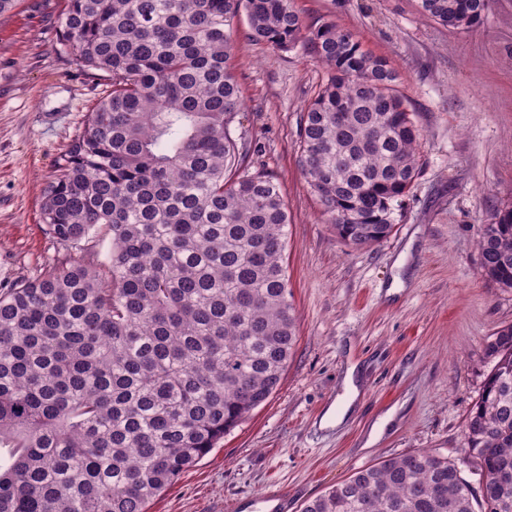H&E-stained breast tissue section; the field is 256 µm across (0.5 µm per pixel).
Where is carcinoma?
Wrapping results in <instances>:
<instances>
[{
	"label": "carcinoma",
	"instance_id": "carcinoma-1",
	"mask_svg": "<svg viewBox=\"0 0 512 512\" xmlns=\"http://www.w3.org/2000/svg\"><path fill=\"white\" fill-rule=\"evenodd\" d=\"M489 5L420 0L462 31ZM243 15L250 41L327 68L300 116L298 165L340 239L379 243L404 217L421 133L395 69L351 30L306 24L293 0H65L64 41L110 90L43 193L63 255L0 288V512H147L281 384L297 342L288 209L232 135ZM478 251L485 277L512 289L511 203ZM485 358L463 448L487 476L481 495L454 462L411 452L302 512H512V325Z\"/></svg>",
	"mask_w": 512,
	"mask_h": 512
}]
</instances>
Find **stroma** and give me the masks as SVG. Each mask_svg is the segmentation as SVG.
I'll use <instances>...</instances> for the list:
<instances>
[{
  "label": "stroma",
  "mask_w": 512,
  "mask_h": 512,
  "mask_svg": "<svg viewBox=\"0 0 512 512\" xmlns=\"http://www.w3.org/2000/svg\"><path fill=\"white\" fill-rule=\"evenodd\" d=\"M294 6L306 23L332 18L392 62L422 134L421 174L386 240L344 243L297 164L300 115L327 72L302 50L250 42L240 25L236 132L252 147L251 170L273 174L286 193L298 342L278 390L148 512H227L275 481L301 512L357 469L413 451L452 460L479 485L461 453L466 418L489 371L485 343L512 324V289L486 280L477 249L491 213L512 201V0H493L469 32L424 17L418 0ZM63 7L20 0L0 17V285L56 259L43 191L105 91L64 41ZM342 404L343 424L321 427Z\"/></svg>",
  "instance_id": "35a3bbf8"
}]
</instances>
